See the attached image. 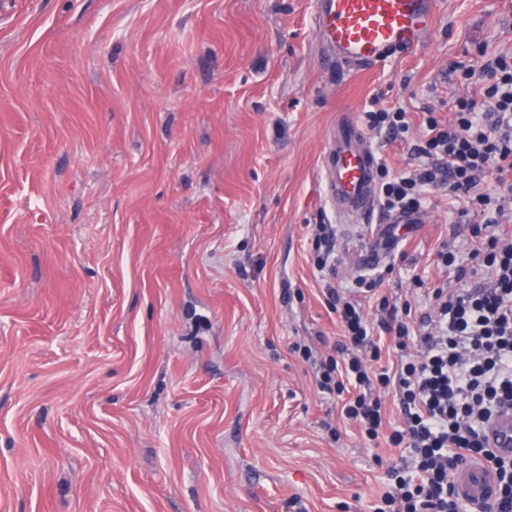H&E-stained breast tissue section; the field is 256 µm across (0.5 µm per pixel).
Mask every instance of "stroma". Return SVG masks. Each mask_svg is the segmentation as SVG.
<instances>
[{"label": "stroma", "mask_w": 512, "mask_h": 512, "mask_svg": "<svg viewBox=\"0 0 512 512\" xmlns=\"http://www.w3.org/2000/svg\"><path fill=\"white\" fill-rule=\"evenodd\" d=\"M313 0H0V512H376L406 448L339 417L301 355L340 329L322 154L343 115L404 108L412 169L455 66L512 52L494 0H440L424 45L370 71L327 64ZM373 268L427 312L440 242L471 224L439 196ZM312 247L314 250V264L319 271L329 268L331 272L335 271L334 249L336 232L332 224H316L311 229Z\"/></svg>", "instance_id": "stroma-1"}]
</instances>
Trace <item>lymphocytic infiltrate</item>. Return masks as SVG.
Instances as JSON below:
<instances>
[{"instance_id":"lymphocytic-infiltrate-1","label":"lymphocytic infiltrate","mask_w":512,"mask_h":512,"mask_svg":"<svg viewBox=\"0 0 512 512\" xmlns=\"http://www.w3.org/2000/svg\"><path fill=\"white\" fill-rule=\"evenodd\" d=\"M465 95L455 99L451 120L426 119L414 151L421 162L379 186L385 211L420 207L441 193L458 205L462 220L482 218L485 234L464 262L447 249L436 253L442 267L454 268L458 288L434 287L433 316L415 317L410 305L377 297L380 281L358 278L355 295L327 290L341 338L337 356L324 364L321 391L356 393L341 407L342 417L359 425L370 440L412 452L407 473H394L383 502L388 512H457L452 478L469 461L484 462L495 474V495L477 512H512V458L488 448L483 428L494 412L512 403V54L498 53L477 67L460 65ZM493 189L477 192L484 178ZM484 283L466 288L478 272ZM376 301V319L364 305ZM421 349L395 368L381 366L382 346ZM370 349L371 360L360 352ZM397 402L404 427L386 431L385 403Z\"/></svg>"}]
</instances>
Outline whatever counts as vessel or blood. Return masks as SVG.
Masks as SVG:
<instances>
[{
	"label": "vessel or blood",
	"instance_id": "obj_1",
	"mask_svg": "<svg viewBox=\"0 0 512 512\" xmlns=\"http://www.w3.org/2000/svg\"><path fill=\"white\" fill-rule=\"evenodd\" d=\"M437 6L438 0H315L314 21L328 60L369 69L413 53L423 42ZM377 170V154L358 123H337L322 156L324 190L339 223L364 226V246L357 252L364 267L379 264L389 225L425 221L420 209L378 217ZM483 435L498 456L511 457L512 407H501ZM454 485L462 500L474 504L495 493L491 471L479 463L462 465Z\"/></svg>",
	"mask_w": 512,
	"mask_h": 512
}]
</instances>
